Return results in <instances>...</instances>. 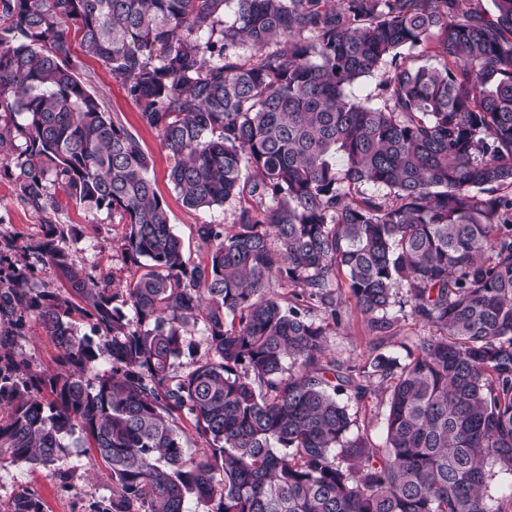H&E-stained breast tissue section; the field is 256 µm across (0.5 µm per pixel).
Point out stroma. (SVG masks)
I'll use <instances>...</instances> for the list:
<instances>
[{
	"label": "stroma",
	"mask_w": 512,
	"mask_h": 512,
	"mask_svg": "<svg viewBox=\"0 0 512 512\" xmlns=\"http://www.w3.org/2000/svg\"><path fill=\"white\" fill-rule=\"evenodd\" d=\"M79 73L88 88L98 97L106 112L118 119L136 137L141 149L150 157L149 176L164 199L170 222L183 244L187 262L206 260L207 248L199 240L196 228L201 224H220L232 230L235 206L227 203L206 210L184 206L180 195L168 179L172 157L155 129L145 125L137 105L128 97L122 84L112 78L97 60L75 49ZM62 224L71 231L66 244L78 265L93 271L110 273L114 283L129 282L136 268L127 262L118 244L127 226L119 214L107 211H89L72 202H62L59 211L50 214L35 212L22 198L16 176L0 172V249L7 250L15 268L23 270L36 287L56 289L60 286L56 270L37 261L34 255L23 253L22 245L43 237L49 225ZM416 327L408 311H400L391 332L379 334L359 313L345 317L342 325L327 338L328 347L340 360L361 362L373 343H381L383 352L404 357L405 347ZM24 355L39 369L52 374L59 369L60 351L35 317H28L25 337L20 342ZM69 471L72 479L67 487H60L54 469L40 466L0 468V506L8 505L13 495L22 488L34 490L40 496L44 512H83L91 497L106 496L110 484L105 475H93L89 468L87 451L78 438H71L55 469Z\"/></svg>",
	"instance_id": "stroma-1"
}]
</instances>
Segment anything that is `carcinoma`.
<instances>
[{
  "label": "carcinoma",
  "instance_id": "cac0c4a2",
  "mask_svg": "<svg viewBox=\"0 0 512 512\" xmlns=\"http://www.w3.org/2000/svg\"><path fill=\"white\" fill-rule=\"evenodd\" d=\"M3 4L0 155L39 213L61 208L50 182L119 214L140 274L116 290L53 225L22 249L64 294L3 274L0 250V468H50L78 433L112 483L85 512H184L189 497L205 512H512L496 483L512 476V0ZM74 36L159 132L183 204L238 205L234 232L197 228L205 261L184 259L150 159L79 77ZM416 48L435 62L410 61ZM376 74L372 104L353 87ZM400 296L424 330L405 361L332 357L342 302L385 330ZM26 315L58 372L19 351ZM196 330L207 356L177 374ZM375 391L381 444L341 399ZM10 512L41 498L24 489Z\"/></svg>",
  "mask_w": 512,
  "mask_h": 512
}]
</instances>
